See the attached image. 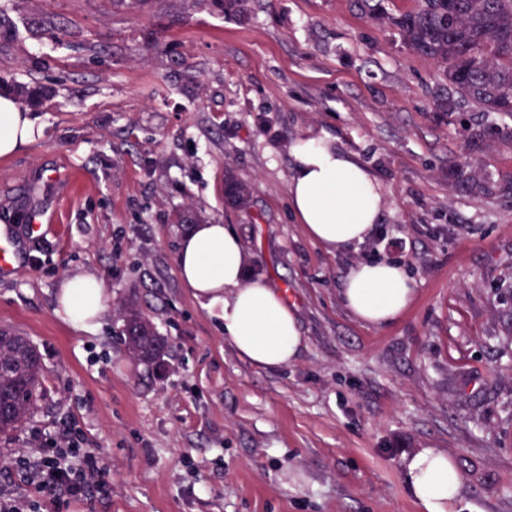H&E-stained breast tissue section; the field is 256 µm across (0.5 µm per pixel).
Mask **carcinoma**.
Instances as JSON below:
<instances>
[{
	"mask_svg": "<svg viewBox=\"0 0 512 512\" xmlns=\"http://www.w3.org/2000/svg\"><path fill=\"white\" fill-rule=\"evenodd\" d=\"M368 20L394 30L408 51L438 66L436 109L446 112H509L512 104V0H414L407 11L395 0H360ZM203 9L228 19L249 12V0H197ZM43 108L54 90L41 82L0 74V94ZM225 193L237 206L250 202L247 183L233 179ZM129 354L157 372L166 353L164 339L139 312L126 313ZM43 361L32 341L18 333L0 344V435H9L33 413L42 392Z\"/></svg>",
	"mask_w": 512,
	"mask_h": 512,
	"instance_id": "carcinoma-1",
	"label": "carcinoma"
}]
</instances>
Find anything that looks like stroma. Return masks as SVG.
<instances>
[{
	"mask_svg": "<svg viewBox=\"0 0 512 512\" xmlns=\"http://www.w3.org/2000/svg\"><path fill=\"white\" fill-rule=\"evenodd\" d=\"M15 25L51 18L73 36L21 31L0 71L51 85L26 109L38 135L0 157V225L37 208L59 219L30 261L0 276V326L43 355V394L0 437V493L37 512H420L403 480L419 448L463 474L460 512H512V117L447 115L438 69L361 13L357 0H251L243 21L195 0H0ZM330 136L382 184L364 242L329 253L298 224L291 148ZM481 189L458 191L463 158ZM77 187L58 206L68 175ZM252 186L247 209L224 184ZM193 209L234 230L247 279L294 307L303 345L287 366L242 358L183 288L175 254ZM389 258L415 281L386 326L343 303L349 270ZM102 280L108 308L83 330L55 313L63 281ZM168 344V374L135 364L124 316ZM70 427L104 449L111 491L40 493L13 459L36 431Z\"/></svg>",
	"mask_w": 512,
	"mask_h": 512,
	"instance_id": "35a3bbf8",
	"label": "stroma"
}]
</instances>
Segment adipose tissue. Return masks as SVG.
<instances>
[{
    "label": "adipose tissue",
    "mask_w": 512,
    "mask_h": 512,
    "mask_svg": "<svg viewBox=\"0 0 512 512\" xmlns=\"http://www.w3.org/2000/svg\"><path fill=\"white\" fill-rule=\"evenodd\" d=\"M34 138L30 119L0 96V156ZM291 156L290 203L307 235L332 253L364 241L385 207L380 184L326 137L297 140ZM247 263L240 237L217 222L194 226L176 253L182 285L203 304L221 308L224 337L239 355L262 368L288 365L302 345L296 312L267 281H246ZM413 293L414 282L403 265L370 261L351 269L343 301L360 320L386 325L401 317ZM107 302L100 280L77 274L63 283L56 313L74 327L88 329L97 325ZM403 478L422 512H455L464 479L444 451L419 449L405 460Z\"/></svg>",
    "instance_id": "1"
}]
</instances>
